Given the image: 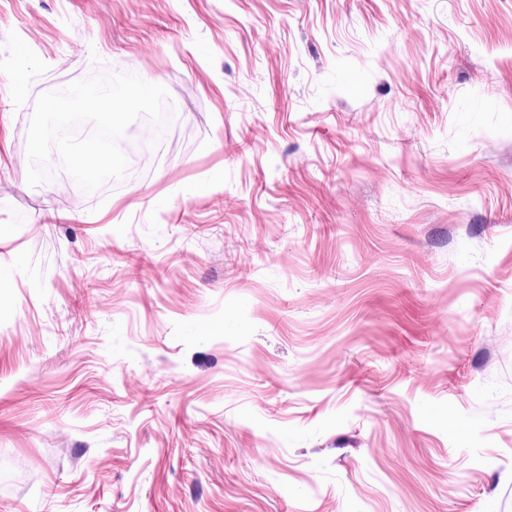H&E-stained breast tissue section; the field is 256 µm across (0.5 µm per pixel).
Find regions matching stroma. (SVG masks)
<instances>
[{"instance_id": "stroma-1", "label": "stroma", "mask_w": 512, "mask_h": 512, "mask_svg": "<svg viewBox=\"0 0 512 512\" xmlns=\"http://www.w3.org/2000/svg\"><path fill=\"white\" fill-rule=\"evenodd\" d=\"M105 71L178 134L29 186ZM0 512H512V0H0Z\"/></svg>"}]
</instances>
